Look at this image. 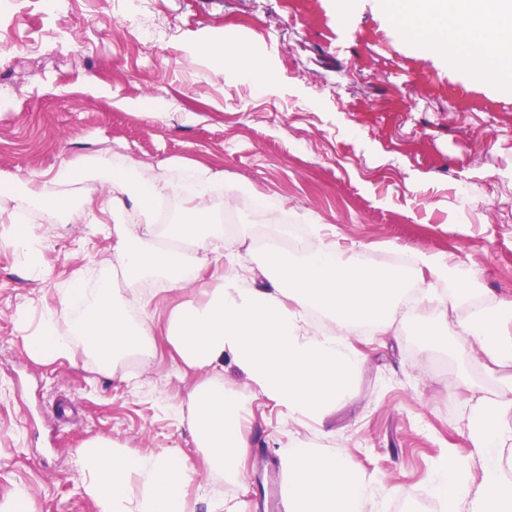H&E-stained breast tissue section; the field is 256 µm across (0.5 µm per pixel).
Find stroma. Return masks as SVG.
I'll return each mask as SVG.
<instances>
[{"mask_svg": "<svg viewBox=\"0 0 512 512\" xmlns=\"http://www.w3.org/2000/svg\"><path fill=\"white\" fill-rule=\"evenodd\" d=\"M172 36L145 44L123 28L113 0H73L64 20L39 0L0 14V172L14 186L0 213L23 214L39 238L40 270L0 239V504L25 490L37 512H95L81 450L106 438L130 451H177L192 468L188 512L223 494L263 512L248 472L257 454L277 457L288 436L314 444L371 477L365 512H424L430 476L444 457L469 458L467 392L456 362L419 339L438 312L424 302L389 335L357 333L365 357L350 396L321 422H295L232 362L224 387L251 395L246 474L211 472L189 417L177 414L197 374L159 346L149 364L103 372L79 352L33 360L19 320L36 329L59 291L101 278L124 289L111 232L82 214L86 190L57 187L59 207L30 204L26 183L87 157H133L146 180H180L208 166L237 197L240 271L266 287L261 231L304 230L312 245L356 246L359 261L391 266L434 253L479 276L494 302L512 301V81L457 69L422 41L407 42L399 16L376 0H149ZM259 75L244 77L242 63ZM282 202L273 224L251 192ZM182 290L146 281L153 332L182 299L218 284L211 255Z\"/></svg>", "mask_w": 512, "mask_h": 512, "instance_id": "stroma-1", "label": "stroma"}]
</instances>
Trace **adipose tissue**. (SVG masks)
Returning <instances> with one entry per match:
<instances>
[{
  "mask_svg": "<svg viewBox=\"0 0 512 512\" xmlns=\"http://www.w3.org/2000/svg\"><path fill=\"white\" fill-rule=\"evenodd\" d=\"M479 3L481 21L476 24L461 0H402L400 32L410 39L415 21L447 23L453 36L435 37L436 48L454 45L452 64L503 79L495 64L512 53V0ZM95 165L111 172L112 193L92 204L86 219L95 224L101 214L111 213L112 252L128 294L117 297L106 279L91 293L64 289L58 307L47 309L38 329L27 335V351L35 361L51 363L79 347L94 354L105 371L132 354L151 357L154 340L143 320L141 281L152 277L165 287L184 288L199 279L194 253L226 259L219 286L176 304L164 321L170 349L201 374L184 405L195 446L214 471L239 475L248 448L240 429L247 400L225 391L220 375L225 361L243 370L261 394L285 406L295 420L322 418L328 407L349 397L363 365L352 336L363 324L388 334L408 285L421 270L454 280L447 295L437 298L440 321L422 328L423 340L440 348L447 346L449 332H456L469 364L512 385V306L485 303L481 281L456 275L441 256L421 253L410 267H372L335 242L298 255L272 233L260 252L274 276L268 287L256 288L238 271L236 240L225 235L223 225L204 221L214 197L224 192L208 168L198 167L181 181L160 178L136 186L129 179L137 167L130 156L113 155ZM171 196L179 200L177 218L156 223L157 203ZM146 230L151 239L143 238ZM313 309L327 320L325 332L309 323ZM452 311L462 317L451 326L447 318ZM470 391L476 403L469 438L480 474L472 476L466 461L442 459L431 475L432 494L443 512H512V463L500 455L512 444V400L488 398L479 385ZM279 453L288 470L290 512H362L374 493L365 473L300 438L290 437ZM84 461V489L97 512H185L188 467L182 454L131 452L96 439L85 445ZM134 484L140 494L131 493Z\"/></svg>",
  "mask_w": 512,
  "mask_h": 512,
  "instance_id": "obj_1",
  "label": "adipose tissue"
}]
</instances>
